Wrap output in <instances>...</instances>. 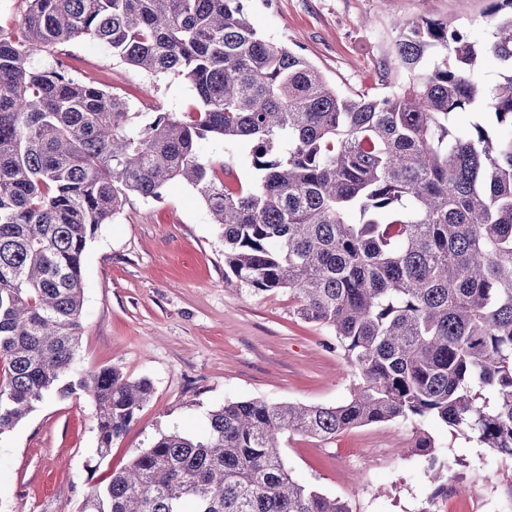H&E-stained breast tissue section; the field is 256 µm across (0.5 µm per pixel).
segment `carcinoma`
<instances>
[{
	"mask_svg": "<svg viewBox=\"0 0 512 512\" xmlns=\"http://www.w3.org/2000/svg\"><path fill=\"white\" fill-rule=\"evenodd\" d=\"M28 2L18 29L0 28V435L81 391L104 457L151 402L147 378L74 372L83 255L130 196L181 181L219 226L235 284L288 293L357 383L336 405L228 402L201 436L156 438L83 512H352L293 479L281 440L373 423L436 420L512 458V0H492L485 50L441 22H396L407 81L383 96L339 93L258 35L243 0ZM81 39L188 81L199 107L141 125L103 85L34 65ZM486 52L508 71L493 86ZM459 110L475 115L464 131ZM210 139L247 148L257 178L227 184L232 170L202 154ZM416 447L448 493V459L426 435Z\"/></svg>",
	"mask_w": 512,
	"mask_h": 512,
	"instance_id": "1",
	"label": "carcinoma"
}]
</instances>
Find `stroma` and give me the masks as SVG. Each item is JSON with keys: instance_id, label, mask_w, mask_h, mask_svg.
Returning a JSON list of instances; mask_svg holds the SVG:
<instances>
[{"instance_id": "1", "label": "stroma", "mask_w": 512, "mask_h": 512, "mask_svg": "<svg viewBox=\"0 0 512 512\" xmlns=\"http://www.w3.org/2000/svg\"><path fill=\"white\" fill-rule=\"evenodd\" d=\"M491 0H245L265 39L301 51L346 95L389 92L403 78L386 64L395 19L443 20L490 40ZM74 73L126 97L133 111L182 117L198 107L186 80L153 77L91 42L65 45ZM84 309L76 368H118L154 385L152 402L98 457L88 397L50 398L0 436V512H81L91 486L128 466L160 434L196 436L224 402L335 405L355 378L332 332L298 318L287 295H251L224 277V239L191 186L158 200L133 196L101 225L83 263ZM429 435L455 465L448 491L467 512L474 495L512 512V458L427 422L376 423L332 442L283 444L294 478L347 501L352 512H444L416 443Z\"/></svg>"}]
</instances>
